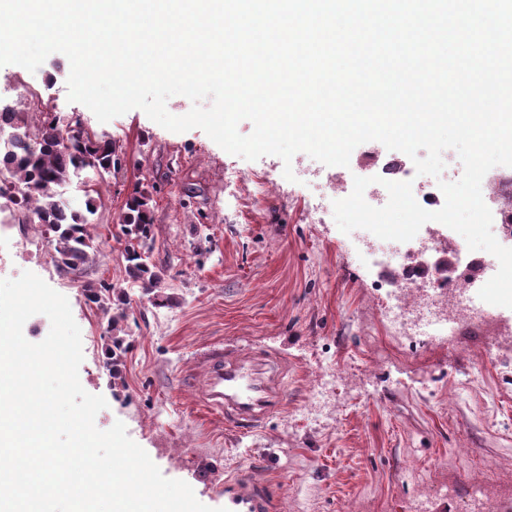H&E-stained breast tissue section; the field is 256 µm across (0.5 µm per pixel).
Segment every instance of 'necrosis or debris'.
<instances>
[{"instance_id":"obj_1","label":"necrosis or debris","mask_w":512,"mask_h":512,"mask_svg":"<svg viewBox=\"0 0 512 512\" xmlns=\"http://www.w3.org/2000/svg\"><path fill=\"white\" fill-rule=\"evenodd\" d=\"M371 178L372 183L364 198L374 207L384 206L388 192L383 180L408 181L418 203L427 210L443 207L445 198L436 181L417 175L412 160L404 153H397L382 167L357 165L353 172L337 174L327 180L326 189L335 199H343L353 189L354 177ZM484 202L495 213L501 225L512 223V178L499 169H491L481 183ZM430 252H449L453 260L452 274L437 271L431 261L414 266L406 261H395L384 255L374 256L373 265L388 272L396 289L389 297L386 319L390 326L414 337L428 336L431 342H445L446 325H472L487 327L493 322L489 310L477 307L470 291L485 271L483 251L469 250L464 238L456 231L428 240Z\"/></svg>"}]
</instances>
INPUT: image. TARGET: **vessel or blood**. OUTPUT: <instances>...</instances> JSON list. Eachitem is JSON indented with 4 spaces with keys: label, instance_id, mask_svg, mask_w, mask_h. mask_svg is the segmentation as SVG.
Listing matches in <instances>:
<instances>
[{
    "label": "vessel or blood",
    "instance_id": "b4317fda",
    "mask_svg": "<svg viewBox=\"0 0 512 512\" xmlns=\"http://www.w3.org/2000/svg\"><path fill=\"white\" fill-rule=\"evenodd\" d=\"M201 374L184 376L200 406L225 425L250 431L288 399V367L271 353H226L215 348L199 359Z\"/></svg>",
    "mask_w": 512,
    "mask_h": 512
}]
</instances>
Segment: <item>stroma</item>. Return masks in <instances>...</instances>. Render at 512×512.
<instances>
[{
    "label": "stroma",
    "instance_id": "stroma-1",
    "mask_svg": "<svg viewBox=\"0 0 512 512\" xmlns=\"http://www.w3.org/2000/svg\"><path fill=\"white\" fill-rule=\"evenodd\" d=\"M69 73L58 52L33 73L1 66L0 102L63 125L80 121L112 142L118 166L100 183L103 206L90 218L101 252L85 278L69 280L32 225L12 228L9 240L25 243L26 270L69 301L81 330L80 383L108 403L97 428L123 422L165 477L187 482L216 512H239L244 492L263 494L270 512H413L423 484L437 489L423 512H466L471 486L487 478L512 512V309H492L493 358L480 328L432 346L392 337L378 299L390 281L367 261L362 230L341 232L330 213L308 220L313 187L284 179L280 158L231 155L204 131L171 132L139 109L99 122L68 101ZM232 171L243 178L230 190ZM269 174L281 190L257 199L253 179ZM139 190L152 197L163 304L125 271L121 216ZM87 278L128 294L116 378L103 365L111 331L85 297ZM216 344L287 361L288 401L262 427H226L180 384ZM328 365L341 383L309 416L311 387Z\"/></svg>",
    "mask_w": 512,
    "mask_h": 512
}]
</instances>
